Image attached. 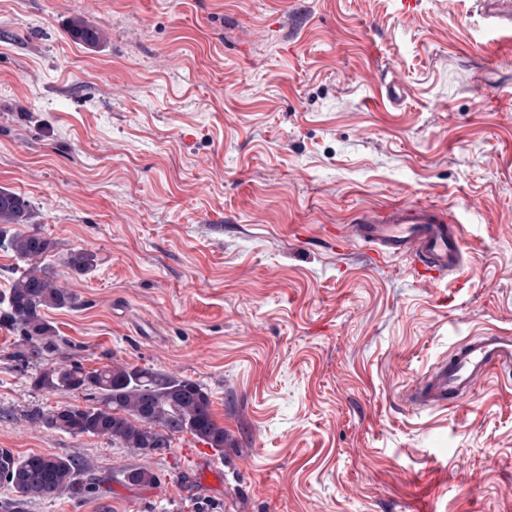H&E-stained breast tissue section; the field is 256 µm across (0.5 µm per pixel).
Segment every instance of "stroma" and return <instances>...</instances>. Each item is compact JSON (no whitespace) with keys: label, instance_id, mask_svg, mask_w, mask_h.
I'll use <instances>...</instances> for the list:
<instances>
[{"label":"stroma","instance_id":"obj_1","mask_svg":"<svg viewBox=\"0 0 512 512\" xmlns=\"http://www.w3.org/2000/svg\"><path fill=\"white\" fill-rule=\"evenodd\" d=\"M494 0H0V188L57 248V352L12 358L0 448L78 458L93 490L25 512H512V373L409 397L452 343L512 335V55ZM81 20L103 37L74 39ZM376 70L382 82L362 78ZM459 206L469 281L342 237L363 207ZM97 254L79 275L63 258ZM201 384L223 452L137 455L33 410L44 365ZM157 481L135 486L127 470ZM498 9L489 17L494 18L489 23V28L497 33V37L488 40L486 46L493 51L507 42L510 44L512 32V2L510 0H498Z\"/></svg>","mask_w":512,"mask_h":512}]
</instances>
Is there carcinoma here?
Listing matches in <instances>:
<instances>
[{"mask_svg": "<svg viewBox=\"0 0 512 512\" xmlns=\"http://www.w3.org/2000/svg\"><path fill=\"white\" fill-rule=\"evenodd\" d=\"M27 205L15 193L0 189V248L24 264L0 298L5 309L0 324L16 331L24 347L14 353L21 364L31 353H53L59 349L56 327L46 318L49 309L74 308L77 296L60 287L54 266L46 262L56 243L26 224ZM64 263L78 274L97 267V255L84 249L68 252ZM34 385L52 392L88 395V403L64 405L47 412L37 411L33 421L73 436L103 437L134 452L160 451L171 445L178 433H189L209 447L224 452V427L214 418L207 391L197 382L151 367L104 366L88 371L80 364L67 369L45 366ZM80 465L72 458L30 455L17 458L0 449V483L13 493L16 512L29 501L53 498L79 488ZM155 474L139 467L127 473L132 485L147 486Z\"/></svg>", "mask_w": 512, "mask_h": 512, "instance_id": "cac0c4a2", "label": "carcinoma"}]
</instances>
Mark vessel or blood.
<instances>
[{"mask_svg": "<svg viewBox=\"0 0 512 512\" xmlns=\"http://www.w3.org/2000/svg\"><path fill=\"white\" fill-rule=\"evenodd\" d=\"M489 27L496 36L488 40V48L512 40V0H498ZM349 232L379 253L411 257L418 275L429 283L472 275L465 258L464 225L452 205L408 202L364 208L356 213ZM502 369H512V336L467 337L424 377L413 403L422 409L454 406L471 397L489 374Z\"/></svg>", "mask_w": 512, "mask_h": 512, "instance_id": "b4317fda", "label": "vessel or blood"}]
</instances>
